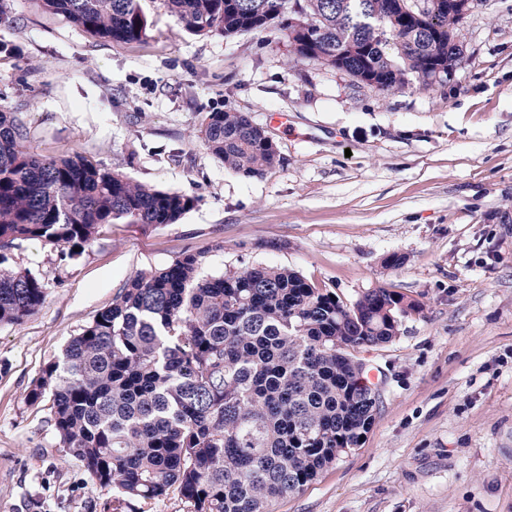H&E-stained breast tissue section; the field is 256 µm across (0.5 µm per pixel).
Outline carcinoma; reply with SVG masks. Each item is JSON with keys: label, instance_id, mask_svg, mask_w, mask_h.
Returning a JSON list of instances; mask_svg holds the SVG:
<instances>
[{"label": "carcinoma", "instance_id": "1", "mask_svg": "<svg viewBox=\"0 0 512 512\" xmlns=\"http://www.w3.org/2000/svg\"><path fill=\"white\" fill-rule=\"evenodd\" d=\"M142 0H39L99 38L133 43ZM193 35L264 28L258 9L291 0H164ZM414 20L397 0H303L307 31L288 33L295 61L316 62L391 93L430 89L460 54L459 18L437 0ZM204 141L224 168L262 176L281 159L245 112H212ZM26 128L0 111V324L43 303L45 283L9 263L27 240L75 261L105 224H175L194 206L84 157L27 151ZM205 253L131 276L31 386L49 398L61 447L112 489V512L178 494L188 512H272L360 447L379 394L355 357L391 342L422 305L378 287L345 302L285 266L204 273Z\"/></svg>", "mask_w": 512, "mask_h": 512}]
</instances>
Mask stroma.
Segmentation results:
<instances>
[{"mask_svg": "<svg viewBox=\"0 0 512 512\" xmlns=\"http://www.w3.org/2000/svg\"><path fill=\"white\" fill-rule=\"evenodd\" d=\"M142 7L132 44L36 0H11L0 25V110L18 113L30 151L195 200L174 224L104 225L76 262L41 240L13 250L46 297L0 325V512H107L111 490L27 393L131 276L195 251L211 275L288 266L345 301L384 287L424 307L359 353L380 390L361 446L276 512H512V0L460 21L441 86L398 93L293 61L280 24L195 36L164 0ZM227 110L267 130L281 165L245 178L210 154L203 123ZM392 254L400 267H385Z\"/></svg>", "mask_w": 512, "mask_h": 512, "instance_id": "35a3bbf8", "label": "stroma"}]
</instances>
